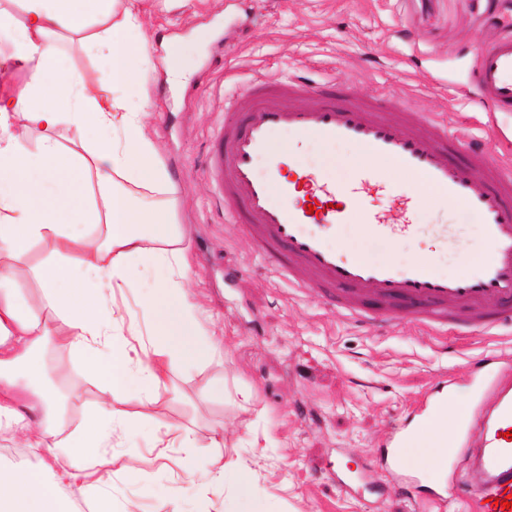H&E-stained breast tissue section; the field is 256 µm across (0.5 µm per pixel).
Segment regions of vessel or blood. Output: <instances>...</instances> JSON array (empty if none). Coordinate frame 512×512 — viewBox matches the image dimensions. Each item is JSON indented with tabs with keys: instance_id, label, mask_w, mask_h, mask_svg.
Listing matches in <instances>:
<instances>
[{
	"instance_id": "b4317fda",
	"label": "vessel or blood",
	"mask_w": 512,
	"mask_h": 512,
	"mask_svg": "<svg viewBox=\"0 0 512 512\" xmlns=\"http://www.w3.org/2000/svg\"><path fill=\"white\" fill-rule=\"evenodd\" d=\"M474 80L480 106L512 112V37L479 53ZM309 94L314 104H306ZM237 106L238 118L225 120L212 142L208 172L226 207L238 209L256 251L290 284L323 294L357 322L390 323L399 302L409 306L411 322L442 334L486 332L512 319V163L491 160L476 142L461 150L445 120L427 117L414 126L402 101L357 99L335 84L258 80ZM392 110L398 120L389 119ZM282 131L290 134L285 155L274 148ZM312 139L351 143L365 161L354 165L349 182L325 181L299 153ZM261 157L268 167L263 179L255 174ZM381 161L421 177L422 188L394 186L378 169ZM424 189L481 224L485 254L471 272L443 277L424 262L401 271L386 261L342 256L329 245L337 225L354 218L378 239L420 233L415 216ZM385 194L391 207L374 206V197ZM480 364L482 374L472 378L475 399L445 453L453 458L460 447L474 449L479 481L466 492L480 512H504L498 501L512 494V441L503 437L512 432V359L486 357ZM405 439L396 434L371 469L390 470Z\"/></svg>"
}]
</instances>
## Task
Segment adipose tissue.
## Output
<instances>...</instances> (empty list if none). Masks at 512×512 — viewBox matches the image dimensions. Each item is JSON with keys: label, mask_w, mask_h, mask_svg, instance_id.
I'll return each instance as SVG.
<instances>
[{"label": "adipose tissue", "mask_w": 512, "mask_h": 512, "mask_svg": "<svg viewBox=\"0 0 512 512\" xmlns=\"http://www.w3.org/2000/svg\"><path fill=\"white\" fill-rule=\"evenodd\" d=\"M0 34L28 81L0 97V257L27 264L32 244H50V255L32 267L41 285L40 307L63 321L55 327L17 300L0 282V421L22 434L39 469L0 467V512H59L62 492L90 498L92 512H134L106 491L116 450L132 428L127 406L148 407L171 389L172 373L184 364L212 358L217 348L201 339L198 310L184 292L190 267L182 230L165 204L132 196L131 187L164 192L169 176L148 133L141 107L148 96L138 61L148 44L139 0H20L0 7ZM78 39L101 54L100 81L121 84L109 96L91 92L83 75L64 68L59 36ZM94 129L78 152L64 150L62 127ZM37 132L39 147L27 150L16 128ZM161 271L146 297L151 314L146 340L114 297L134 287L137 268ZM54 340L79 356L102 381L101 400L89 410L66 445L69 463L53 469L61 418L44 384L40 352ZM163 448H182L184 481L201 500L219 489L250 498L251 472L225 459L223 434H215L210 468L199 474L191 428L155 430Z\"/></svg>", "instance_id": "adipose-tissue-1"}]
</instances>
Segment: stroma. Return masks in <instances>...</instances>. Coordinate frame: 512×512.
Here are the masks:
<instances>
[{"label": "stroma", "mask_w": 512, "mask_h": 512, "mask_svg": "<svg viewBox=\"0 0 512 512\" xmlns=\"http://www.w3.org/2000/svg\"><path fill=\"white\" fill-rule=\"evenodd\" d=\"M143 22L145 121L173 180L162 199L176 204L192 259L184 286L206 332L223 341L224 358L181 367L173 394L138 418L124 441L130 471L113 475V494L135 501L137 512H200L195 488L173 464L162 467L153 446V429L187 425L199 466L215 433L235 444L255 475L260 512H433L426 500L394 493L368 460L438 380L469 397L480 358L512 356V325L443 337L405 319L380 328L345 318L321 294L274 274L227 214L205 158L232 100L260 75L395 97L414 117L446 119L460 143L478 138L490 157L512 156V113L483 111L473 83L477 53L512 33V0H191L171 12L147 0ZM171 58L187 71L176 88L167 81ZM360 156L343 142L313 140L302 151L306 166L336 183ZM417 221L423 233L384 242L362 224H340L331 243L401 269L425 258L442 276L469 270L443 229L454 228L470 252L484 248L479 224L456 203L423 197ZM44 357L55 385L79 395L66 439L97 404L99 382L66 350L50 344ZM243 388L252 405L239 403Z\"/></svg>", "instance_id": "35a3bbf8"}]
</instances>
